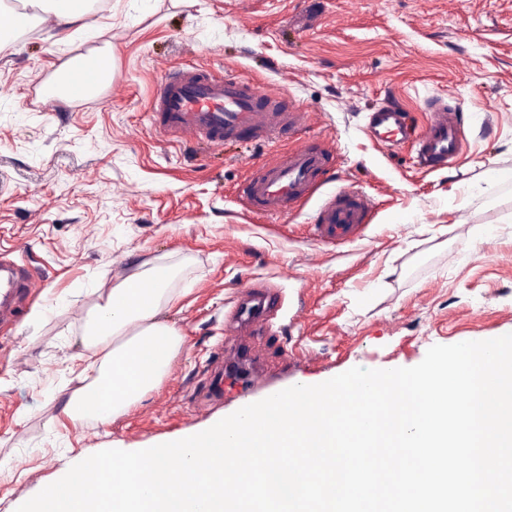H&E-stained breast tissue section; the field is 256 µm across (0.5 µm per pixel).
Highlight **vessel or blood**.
Returning <instances> with one entry per match:
<instances>
[{
    "label": "vessel or blood",
    "mask_w": 512,
    "mask_h": 512,
    "mask_svg": "<svg viewBox=\"0 0 512 512\" xmlns=\"http://www.w3.org/2000/svg\"><path fill=\"white\" fill-rule=\"evenodd\" d=\"M152 103L160 128L173 141L190 137L218 145L246 132L267 142L285 130L302 131L311 122L304 107L286 106L277 98L259 94L231 73L216 79L200 71L170 72L156 85ZM364 131L370 140L390 150L413 144L420 163L431 170L447 168L464 147L460 114L437 96L429 101L424 127L414 126L401 107L389 105L369 113ZM327 162L320 147L301 145L279 161L256 164L239 186L238 198L248 211L267 216L291 211L314 191ZM372 210L373 202L366 194L336 193L321 205L313 234L324 243H343L366 224ZM37 286L26 265L0 256L1 325L13 321L20 303ZM277 305L274 289L248 285L224 316L226 340L245 330H273Z\"/></svg>",
    "instance_id": "b4317fda"
}]
</instances>
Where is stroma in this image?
<instances>
[{"label": "stroma", "instance_id": "1", "mask_svg": "<svg viewBox=\"0 0 512 512\" xmlns=\"http://www.w3.org/2000/svg\"><path fill=\"white\" fill-rule=\"evenodd\" d=\"M88 22L70 39L38 22L0 47V251L25 247L40 278L0 329V512L87 455L150 448L239 410L193 403L244 284L284 299L282 334L239 339L265 377L259 400L512 333V0H95ZM95 50L110 54L111 86L45 97L63 63ZM175 68L234 72L312 122L268 143L167 141L151 95ZM435 93L464 118L455 166L423 171L411 147L365 135L366 112L393 100L423 125ZM306 143L328 151L325 185L277 216L244 210L252 165ZM352 188L375 201L361 236L314 239L322 201ZM146 261L176 270L162 317L182 345L126 414L74 423L63 407L95 358L89 314Z\"/></svg>", "mask_w": 512, "mask_h": 512}]
</instances>
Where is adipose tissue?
<instances>
[{"mask_svg":"<svg viewBox=\"0 0 512 512\" xmlns=\"http://www.w3.org/2000/svg\"><path fill=\"white\" fill-rule=\"evenodd\" d=\"M59 32L82 29L89 0H33ZM170 273L153 267L117 283L95 306L84 333L94 350L93 377L71 395L64 411L72 420L107 425L124 414L167 373L182 337L159 320Z\"/></svg>","mask_w":512,"mask_h":512,"instance_id":"obj_1","label":"adipose tissue"}]
</instances>
